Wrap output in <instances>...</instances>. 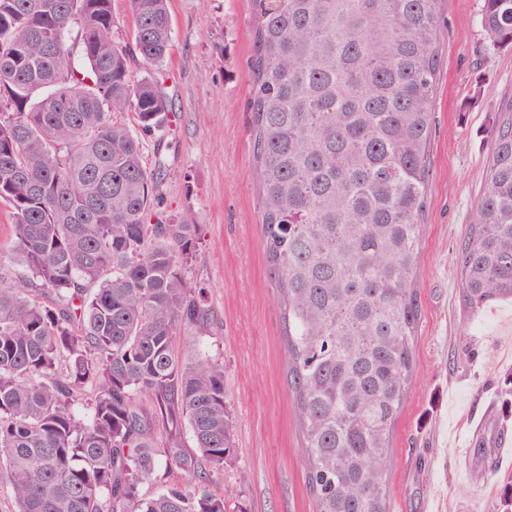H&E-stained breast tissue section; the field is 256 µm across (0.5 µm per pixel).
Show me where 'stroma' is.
I'll return each mask as SVG.
<instances>
[{"label": "stroma", "instance_id": "35a3bbf8", "mask_svg": "<svg viewBox=\"0 0 512 512\" xmlns=\"http://www.w3.org/2000/svg\"><path fill=\"white\" fill-rule=\"evenodd\" d=\"M483 0H444L418 260L416 372L393 431L392 512H494L512 475V301H462L457 252L485 190L493 128L512 100V48L483 49ZM172 50L155 75L175 114L144 135L164 215L203 227L188 279L214 313L183 347L224 363L236 458L218 492L247 512H312L288 387L282 313L253 157L252 0H168ZM505 436L494 440L497 429Z\"/></svg>", "mask_w": 512, "mask_h": 512}]
</instances>
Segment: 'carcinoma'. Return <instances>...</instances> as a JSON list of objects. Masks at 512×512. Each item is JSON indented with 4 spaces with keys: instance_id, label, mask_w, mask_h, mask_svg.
Returning a JSON list of instances; mask_svg holds the SVG:
<instances>
[{
    "instance_id": "obj_1",
    "label": "carcinoma",
    "mask_w": 512,
    "mask_h": 512,
    "mask_svg": "<svg viewBox=\"0 0 512 512\" xmlns=\"http://www.w3.org/2000/svg\"><path fill=\"white\" fill-rule=\"evenodd\" d=\"M127 3L120 44L112 0H0V464L16 512H246L211 489L236 455L224 363L177 349L213 323L187 278L199 225L150 220L138 131L171 105L132 66L165 61L172 21L167 0ZM441 3L254 0L261 224L314 512H391ZM481 28L512 45V0H483ZM457 267L469 308L512 300V102ZM161 462L194 490L140 496ZM113 8L117 17V25L112 33L113 38L117 42H130L133 29L129 21L125 0H114Z\"/></svg>"
}]
</instances>
